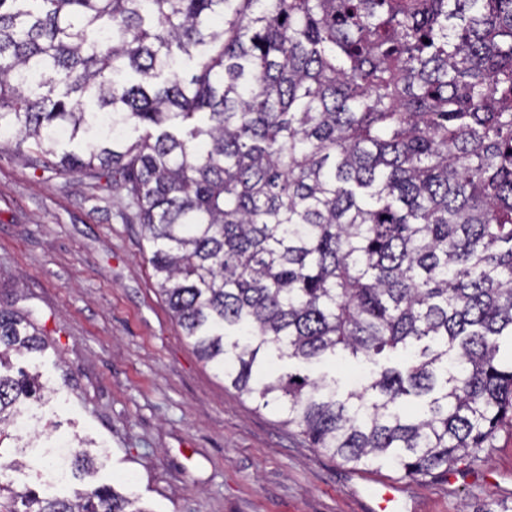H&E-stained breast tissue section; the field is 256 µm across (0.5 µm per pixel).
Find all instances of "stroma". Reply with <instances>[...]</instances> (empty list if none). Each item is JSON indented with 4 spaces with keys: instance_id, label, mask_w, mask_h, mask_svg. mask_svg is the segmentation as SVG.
Instances as JSON below:
<instances>
[{
    "instance_id": "obj_1",
    "label": "stroma",
    "mask_w": 512,
    "mask_h": 512,
    "mask_svg": "<svg viewBox=\"0 0 512 512\" xmlns=\"http://www.w3.org/2000/svg\"><path fill=\"white\" fill-rule=\"evenodd\" d=\"M137 209L96 175H56L0 146V306L32 315L63 434L96 443L85 484L149 512H367L368 489L406 490L403 512H497L512 504V426L456 479L355 468L311 448L274 407L241 396L201 361L157 293ZM275 374L335 378L370 364L270 358Z\"/></svg>"
}]
</instances>
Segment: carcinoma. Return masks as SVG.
Masks as SVG:
<instances>
[{"instance_id": "1", "label": "carcinoma", "mask_w": 512, "mask_h": 512, "mask_svg": "<svg viewBox=\"0 0 512 512\" xmlns=\"http://www.w3.org/2000/svg\"><path fill=\"white\" fill-rule=\"evenodd\" d=\"M2 136L125 192L199 358L318 450L414 479L512 422V0H0ZM398 349L345 395L264 358ZM44 350L0 307V512H151L44 488Z\"/></svg>"}]
</instances>
